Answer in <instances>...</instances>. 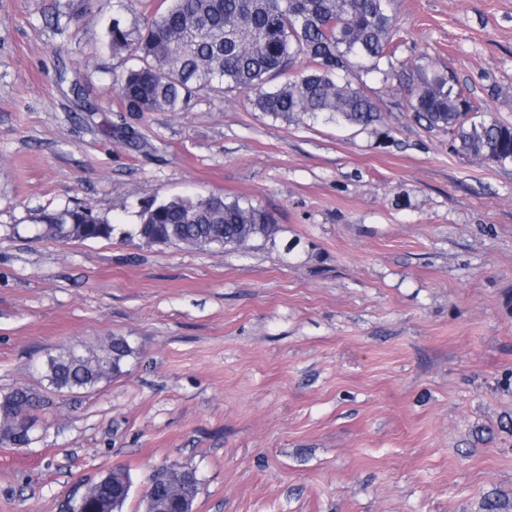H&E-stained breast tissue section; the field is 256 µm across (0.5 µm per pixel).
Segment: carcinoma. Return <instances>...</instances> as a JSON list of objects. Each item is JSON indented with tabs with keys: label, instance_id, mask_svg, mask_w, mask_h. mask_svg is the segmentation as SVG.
<instances>
[{
	"label": "carcinoma",
	"instance_id": "carcinoma-1",
	"mask_svg": "<svg viewBox=\"0 0 512 512\" xmlns=\"http://www.w3.org/2000/svg\"><path fill=\"white\" fill-rule=\"evenodd\" d=\"M131 19H112L106 45L135 64L116 79L125 112H180L200 91H236L257 111L288 123L324 121L368 129L382 121L376 103L352 78L378 73L403 94L412 119L448 132L452 150L497 165L512 164V124L474 106L449 80L418 65L412 74L395 67L396 27L391 0H152L146 15L119 0ZM33 223L53 240L112 237L115 227L85 205L45 210ZM272 213L213 194L145 203L132 233L167 241L204 238L230 244L276 231ZM103 354L42 365L54 390H88L122 373L133 350L110 337ZM43 399L24 388L0 401V422L34 411Z\"/></svg>",
	"mask_w": 512,
	"mask_h": 512
}]
</instances>
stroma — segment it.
I'll return each instance as SVG.
<instances>
[{
    "label": "stroma",
    "instance_id": "1",
    "mask_svg": "<svg viewBox=\"0 0 512 512\" xmlns=\"http://www.w3.org/2000/svg\"><path fill=\"white\" fill-rule=\"evenodd\" d=\"M0 0V394L44 395L0 444V512H66L122 469L195 471V512H512V164L451 151L381 75L382 121L288 123L238 93L120 109L116 0ZM58 23H48L51 14ZM399 67L427 65L512 123V0H392ZM213 194L273 211L243 250L152 245L141 206ZM86 205L109 239L34 234ZM133 349L58 393L73 343ZM109 347L102 346V355L87 350L86 360L76 361L79 358L78 344L66 347L65 359L76 361L71 364H62L50 355L42 365L45 380L54 390L73 392L74 390L93 389L103 380L120 375L123 364L133 350L128 341L122 336L109 338Z\"/></svg>",
    "mask_w": 512,
    "mask_h": 512
}]
</instances>
